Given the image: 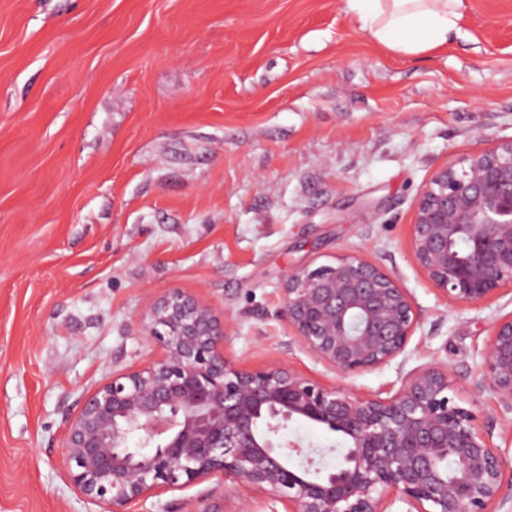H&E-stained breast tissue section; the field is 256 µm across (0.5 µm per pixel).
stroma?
<instances>
[{"instance_id":"35a3bbf8","label":"stroma","mask_w":512,"mask_h":512,"mask_svg":"<svg viewBox=\"0 0 512 512\" xmlns=\"http://www.w3.org/2000/svg\"><path fill=\"white\" fill-rule=\"evenodd\" d=\"M459 37L403 55L345 0H0V512H94L64 469L87 394L159 349L172 290L223 321L244 370L283 364L366 397L439 365L512 459L482 349L512 288L449 304L413 265L414 205L447 160L512 137V0H462ZM364 255L409 292L405 352L346 378L299 348L286 273ZM282 437L343 441L306 424ZM216 476L133 512H287Z\"/></svg>"}]
</instances>
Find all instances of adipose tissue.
Wrapping results in <instances>:
<instances>
[{
    "instance_id": "1",
    "label": "adipose tissue",
    "mask_w": 512,
    "mask_h": 512,
    "mask_svg": "<svg viewBox=\"0 0 512 512\" xmlns=\"http://www.w3.org/2000/svg\"><path fill=\"white\" fill-rule=\"evenodd\" d=\"M462 0H346L348 11L376 42L406 55L447 44L459 34Z\"/></svg>"
}]
</instances>
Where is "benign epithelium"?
<instances>
[{"mask_svg":"<svg viewBox=\"0 0 512 512\" xmlns=\"http://www.w3.org/2000/svg\"><path fill=\"white\" fill-rule=\"evenodd\" d=\"M465 238L469 253L452 243ZM412 263L456 305L512 288V138L451 159L422 189ZM282 312L295 343L341 377L404 353L419 316L408 291L360 254L290 270ZM161 350L145 367L87 395L64 437L66 475L97 512L220 475L242 492L288 500L290 512H497L509 469L491 432L450 392L448 370L425 366L387 398L326 386L284 365L241 370L224 356V323L197 296L172 291L142 315ZM485 378L512 413V315L483 348ZM313 424L342 438L332 470L295 466L279 432ZM453 462V472L444 466Z\"/></svg>","mask_w":512,"mask_h":512,"instance_id":"1","label":"benign epithelium"}]
</instances>
